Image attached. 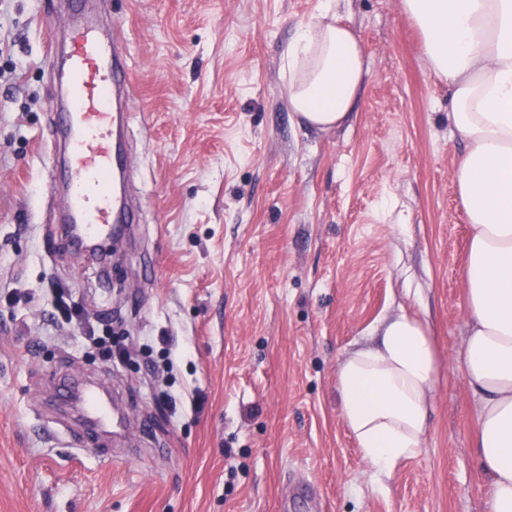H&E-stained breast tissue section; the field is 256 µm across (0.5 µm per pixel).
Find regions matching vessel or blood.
Segmentation results:
<instances>
[{
  "label": "vessel or blood",
  "mask_w": 512,
  "mask_h": 512,
  "mask_svg": "<svg viewBox=\"0 0 512 512\" xmlns=\"http://www.w3.org/2000/svg\"><path fill=\"white\" fill-rule=\"evenodd\" d=\"M63 6L69 11L66 40L50 52L47 64L60 78L51 110L64 131L57 143L66 162L64 219L76 242L95 241L93 255L102 260L113 235L136 221L124 184L132 71L117 46L115 27L100 17L92 0H64ZM82 400L94 430L110 424L98 389L85 388ZM94 430L84 444L94 442Z\"/></svg>",
  "instance_id": "obj_1"
}]
</instances>
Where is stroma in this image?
<instances>
[{
	"mask_svg": "<svg viewBox=\"0 0 512 512\" xmlns=\"http://www.w3.org/2000/svg\"><path fill=\"white\" fill-rule=\"evenodd\" d=\"M58 2L0 0V512H488L458 362L464 145L401 0H339L369 77L329 130L298 123L282 69L321 0H99L134 74L142 211L104 275L49 189ZM59 290L124 360L53 317ZM402 309L442 371L422 453L379 478L336 364ZM69 376L124 416L100 445L54 402Z\"/></svg>",
	"mask_w": 512,
	"mask_h": 512,
	"instance_id": "obj_1",
	"label": "stroma"
}]
</instances>
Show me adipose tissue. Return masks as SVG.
<instances>
[{"label":"adipose tissue","mask_w":512,"mask_h":512,"mask_svg":"<svg viewBox=\"0 0 512 512\" xmlns=\"http://www.w3.org/2000/svg\"><path fill=\"white\" fill-rule=\"evenodd\" d=\"M423 37L428 66L451 92L449 118L466 145L458 194L472 226L469 321L460 360L479 400L474 442L489 512H512V0H401ZM288 107L320 129L341 124L368 72L364 48L324 0L289 45ZM440 375L429 327L400 313L379 340L336 367L340 415L373 470L390 476L423 448Z\"/></svg>","instance_id":"ef3b65f1"}]
</instances>
